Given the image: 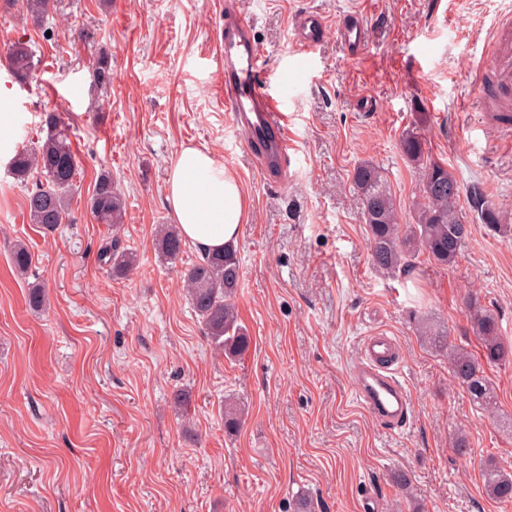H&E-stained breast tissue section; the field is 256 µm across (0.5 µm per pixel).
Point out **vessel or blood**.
I'll list each match as a JSON object with an SVG mask.
<instances>
[{"instance_id":"obj_1","label":"vessel or blood","mask_w":512,"mask_h":512,"mask_svg":"<svg viewBox=\"0 0 512 512\" xmlns=\"http://www.w3.org/2000/svg\"><path fill=\"white\" fill-rule=\"evenodd\" d=\"M344 48L360 54L368 43L366 21L361 12L345 15L337 25ZM300 57L317 48L327 35V21L317 11L300 16L294 25ZM217 43L221 49V79L217 94L233 127L246 137L249 149L258 153L264 176L280 181L293 149L288 132V100L263 91L257 79L260 49L253 29L236 10L224 12V25ZM479 78L473 94L489 124L512 121V18L499 19L486 60L477 68ZM361 361L354 372V388L359 403L386 429L406 421L410 402L404 385L394 370L399 360L394 337L377 332L365 337Z\"/></svg>"}]
</instances>
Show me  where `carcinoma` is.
<instances>
[{
    "label": "carcinoma",
    "mask_w": 512,
    "mask_h": 512,
    "mask_svg": "<svg viewBox=\"0 0 512 512\" xmlns=\"http://www.w3.org/2000/svg\"><path fill=\"white\" fill-rule=\"evenodd\" d=\"M59 0H22V7L32 23L39 27L44 18L56 10ZM7 66L19 83H24L35 68L34 53L26 42L8 45ZM94 81L102 87L112 82L109 56L97 55ZM48 131L30 151H18L7 164L15 179L25 181L35 172L41 179L28 193L27 215L32 224L53 230L68 217V204L78 175V161L67 135L68 124L56 113L46 117ZM403 151L413 162L424 163L421 197L415 223H401V210L387 181L371 164L358 166L353 181L362 194L365 224L369 228L374 265L387 276L412 279L417 274L415 247H420L440 265L453 264L469 238L470 224L458 205L459 196L450 197L441 190L457 184L455 176L445 164L424 161L421 140L414 133L403 138ZM90 210L102 224H119L123 219L120 194L110 175L101 174L90 198ZM477 211L482 223L496 230L501 227L500 211L490 204L478 202ZM184 241L178 230L163 228L157 238V250L174 262L183 252ZM105 264L121 272L134 262L133 254L110 246L102 251ZM11 261L15 271L23 276L32 263L29 248L22 242L15 244ZM240 277V259L237 249L229 244L218 251L206 252L203 259L185 273L189 301L201 319L205 334L214 348L226 357H235L248 347L249 338L239 324L235 295ZM470 330L478 340L480 356L465 348L450 345L452 374L466 388L472 400L487 411L496 406L494 389L484 375L481 362L502 364L512 360V345L504 342L499 320L472 300ZM484 489L491 499L512 500V476L489 465L483 472Z\"/></svg>",
    "instance_id": "1"
}]
</instances>
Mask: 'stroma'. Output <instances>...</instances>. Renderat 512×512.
Masks as SVG:
<instances>
[{
	"instance_id": "obj_1",
	"label": "stroma",
	"mask_w": 512,
	"mask_h": 512,
	"mask_svg": "<svg viewBox=\"0 0 512 512\" xmlns=\"http://www.w3.org/2000/svg\"><path fill=\"white\" fill-rule=\"evenodd\" d=\"M235 2L261 48L264 90L292 98L295 154L281 185L264 178L214 92L221 0H61L41 28L0 0V56L21 40L39 61L25 85L0 63L16 115L0 151V512H291L299 494L316 512H362L368 496L378 512H512L482 477L489 460L512 472V362L484 368L497 397L488 412L454 384L448 359L452 344L479 351L472 296L512 342V127L486 124L470 99L474 64L512 0ZM312 10L329 32L298 70L293 25ZM352 10L369 29L357 58L334 32ZM100 48L113 74L105 90L93 81ZM367 98L375 108L360 111ZM52 110L70 118L79 174L68 221L49 232L29 223L28 185L6 163L45 137ZM411 131L456 176L471 222L453 265L418 252L406 284L372 262L353 172L378 167L411 222L421 179L402 149ZM186 146L212 152L249 201L235 304L250 343L232 359L188 301L183 274L200 250L185 244L172 264L154 243L157 226L175 222L168 177ZM103 172L125 203L118 226L90 210ZM479 196L506 228L476 220ZM18 242L32 254L22 277L10 263ZM114 242L136 255L118 276L101 259ZM36 284L47 303L35 312ZM421 320L439 343L418 336ZM375 331L396 337L411 401L393 431L352 387ZM179 390L189 393L181 410ZM228 397L242 414L234 433Z\"/></svg>"
}]
</instances>
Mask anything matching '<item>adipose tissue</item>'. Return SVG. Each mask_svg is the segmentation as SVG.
<instances>
[{"instance_id":"obj_1","label":"adipose tissue","mask_w":512,"mask_h":512,"mask_svg":"<svg viewBox=\"0 0 512 512\" xmlns=\"http://www.w3.org/2000/svg\"><path fill=\"white\" fill-rule=\"evenodd\" d=\"M167 201L181 235L207 252L236 241L247 221L248 203L236 177L207 150L179 152Z\"/></svg>"}]
</instances>
